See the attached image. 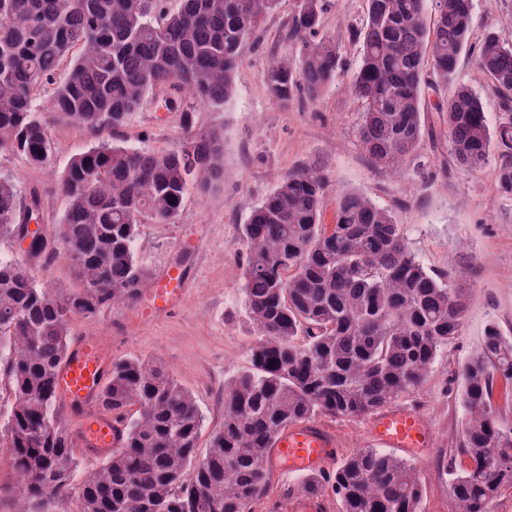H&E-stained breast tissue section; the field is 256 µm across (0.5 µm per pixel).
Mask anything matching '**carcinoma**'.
I'll list each match as a JSON object with an SVG mask.
<instances>
[{"mask_svg":"<svg viewBox=\"0 0 512 512\" xmlns=\"http://www.w3.org/2000/svg\"><path fill=\"white\" fill-rule=\"evenodd\" d=\"M168 2L0 0L1 149L35 169L50 164L47 121L33 106L50 85L56 114L97 131L121 126L150 91L169 86L176 98L166 109L180 113L183 129L171 150L102 141L74 155L58 179L67 207L57 241L29 229L39 192L21 208L15 185L0 179V239L29 240L28 256L61 244L76 280L52 292L26 261L0 254V372L12 394L0 447L30 501L69 491L79 468L56 412L70 322L137 304L146 277L139 226L176 223L186 194L222 177L223 136L196 128L182 103L220 110L232 100L243 47L279 0H181L175 12ZM322 14L323 0H298L288 43L263 74L273 100L315 101L339 74ZM359 38L351 91L372 164L397 168L421 148L428 105L442 113L457 164L479 169L497 152L498 186L511 194L512 45L489 33L475 57L510 114L493 133L481 98L457 80L470 0H367ZM440 86L448 97L427 100ZM322 191L316 169L290 171L242 225L245 305L259 339L252 367L224 387V422L208 452L197 454L205 416L185 388L158 366L114 361L98 405L112 414L118 448L85 474L78 512H253L272 483L263 459L283 428L317 415L367 416L419 391L462 330L471 293L427 269L394 215L366 196L339 194L334 222L324 223ZM457 378L466 420L449 470L453 512H495L512 490V426L494 401L496 381L512 383V337L488 328ZM298 487L332 493L341 512H422L425 496L413 464L372 447Z\"/></svg>","mask_w":512,"mask_h":512,"instance_id":"1","label":"carcinoma"}]
</instances>
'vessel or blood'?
Returning <instances> with one entry per match:
<instances>
[{
    "instance_id": "1",
    "label": "vessel or blood",
    "mask_w": 512,
    "mask_h": 512,
    "mask_svg": "<svg viewBox=\"0 0 512 512\" xmlns=\"http://www.w3.org/2000/svg\"><path fill=\"white\" fill-rule=\"evenodd\" d=\"M183 276L168 271L156 281L152 290L155 310H168L180 303L185 290ZM108 367L102 347L87 340L71 349L58 376V391L68 404L88 407L87 419L79 426L82 442L95 453H110L117 444L115 431H108L104 442L95 439V428L104 423V416L93 405L99 383ZM375 440L387 448H397L411 457L421 456L432 446V432L416 413L399 408L379 412L371 424ZM336 453L333 435L312 421H301L282 430L265 459L270 472L277 476L322 471Z\"/></svg>"
}]
</instances>
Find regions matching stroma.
Returning a JSON list of instances; mask_svg holds the SVG:
<instances>
[{
    "instance_id": "35a3bbf8",
    "label": "stroma",
    "mask_w": 512,
    "mask_h": 512,
    "mask_svg": "<svg viewBox=\"0 0 512 512\" xmlns=\"http://www.w3.org/2000/svg\"><path fill=\"white\" fill-rule=\"evenodd\" d=\"M297 0H280L265 24L250 36L236 72V92L219 112L199 109L201 128L224 134V180L209 193L189 192L177 223L145 224L136 254L153 287L174 265L186 272L184 300L165 315L153 314L150 302L123 304L70 324V345L99 339L113 359L134 358L164 368L196 399L205 416L198 453H206L223 421L224 388L250 366L256 337L243 292L245 254L241 226L286 172L314 167L326 179L324 209L332 211L343 191H356L390 210L412 250L429 269L454 271L455 286L472 296L459 336L430 367L419 392L399 400L417 412L433 432L432 448L414 465L426 483L424 512H452L448 464L465 421L454 379L458 365L476 357L488 327L512 336V194L499 190L498 158L471 171L456 165L446 128L435 112L423 117L421 149L395 169L378 168L363 152L358 127L362 106L349 92L350 69L357 66L361 43L355 35L366 13V0H326L324 30L334 36L348 71L339 73L318 101L294 97L288 104L271 100L263 72L285 44L288 21ZM473 40L493 32L512 42V0H471ZM463 83L483 100L490 128L504 118L503 103L471 55L459 65ZM170 88L150 92L141 108L114 130L96 132L56 119L49 126L53 163L34 169L10 150L0 149V177L11 180L20 196L37 187L43 193L40 227L57 230L66 200L57 177L69 159L101 141L169 150L183 131L179 115L167 111ZM340 454L375 446L370 417L322 416ZM77 492L35 504L18 496L17 477L0 460V512H77Z\"/></svg>"
}]
</instances>
